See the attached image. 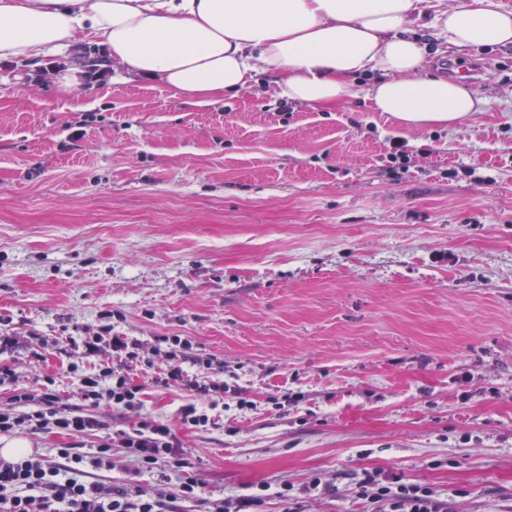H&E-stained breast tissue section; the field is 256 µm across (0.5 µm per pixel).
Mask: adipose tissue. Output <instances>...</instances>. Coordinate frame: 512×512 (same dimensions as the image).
I'll use <instances>...</instances> for the list:
<instances>
[{"label": "adipose tissue", "mask_w": 512, "mask_h": 512, "mask_svg": "<svg viewBox=\"0 0 512 512\" xmlns=\"http://www.w3.org/2000/svg\"><path fill=\"white\" fill-rule=\"evenodd\" d=\"M428 0H0V59L37 61L84 43L130 74L204 106L270 75L288 100L332 108L359 77L365 98L407 128L465 123L485 101L469 84L423 75L412 25ZM428 16V15H425ZM429 26L457 48L512 44L496 0H440Z\"/></svg>", "instance_id": "ef3b65f1"}]
</instances>
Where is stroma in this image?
<instances>
[{
  "instance_id": "1",
  "label": "stroma",
  "mask_w": 512,
  "mask_h": 512,
  "mask_svg": "<svg viewBox=\"0 0 512 512\" xmlns=\"http://www.w3.org/2000/svg\"><path fill=\"white\" fill-rule=\"evenodd\" d=\"M415 33L424 72L457 64L484 97L473 120L406 128L359 93L284 107L263 76L193 107L118 67L62 96L49 60H0V407L45 375L73 400L80 337L179 336L224 363L219 425L178 426L175 387L141 414L214 496L319 477L334 491L304 512H361L367 468L512 512V46Z\"/></svg>"
}]
</instances>
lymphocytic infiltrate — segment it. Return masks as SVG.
I'll return each mask as SVG.
<instances>
[{
    "label": "lymphocytic infiltrate",
    "mask_w": 512,
    "mask_h": 512,
    "mask_svg": "<svg viewBox=\"0 0 512 512\" xmlns=\"http://www.w3.org/2000/svg\"><path fill=\"white\" fill-rule=\"evenodd\" d=\"M166 351H145L127 337L94 335L83 340V362L69 366L77 381V404L63 402L56 380L44 376L37 393L16 390L13 408L0 409V434H63L72 438L100 434L106 427L98 414L110 407L138 415L129 430H113L102 437L94 453L85 455L73 448L58 449L55 458L34 452L18 458L0 457V512H182L192 505L196 512H263L267 495L259 491L236 497L215 498L198 479L183 476L187 468L180 439L168 423L141 416L146 385L177 387L187 402L178 411L183 426L207 430L216 421L210 411L223 400L227 390L219 376L223 363L211 359H191L188 341L165 337ZM110 348L111 359H103V348ZM194 362L196 373L184 365ZM148 373L139 382V373ZM161 469L158 492L146 493L136 483L146 471ZM125 473L122 486L98 478V471ZM360 499L368 512H448L450 499L462 496L454 488L442 493L410 481L401 474L378 469L350 473Z\"/></svg>",
    "instance_id": "lymphocytic-infiltrate-1"
}]
</instances>
